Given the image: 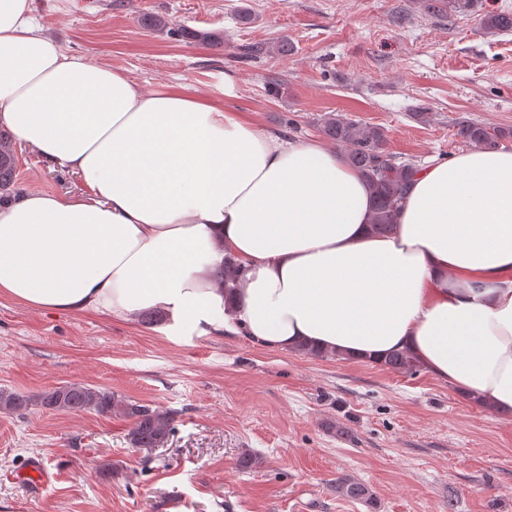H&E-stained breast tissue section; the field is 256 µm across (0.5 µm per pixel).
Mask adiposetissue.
<instances>
[{
	"instance_id": "ef3b65f1",
	"label": "adipose tissue",
	"mask_w": 512,
	"mask_h": 512,
	"mask_svg": "<svg viewBox=\"0 0 512 512\" xmlns=\"http://www.w3.org/2000/svg\"><path fill=\"white\" fill-rule=\"evenodd\" d=\"M0 125L87 187L0 207V296L121 321L160 310L171 339L407 350L512 413V149L420 168L377 235L371 190L337 151L67 55L33 0H0ZM229 255L232 291L215 280Z\"/></svg>"
}]
</instances>
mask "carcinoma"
I'll list each match as a JSON object with an SVG mask.
<instances>
[{
  "instance_id": "obj_1",
  "label": "carcinoma",
  "mask_w": 512,
  "mask_h": 512,
  "mask_svg": "<svg viewBox=\"0 0 512 512\" xmlns=\"http://www.w3.org/2000/svg\"><path fill=\"white\" fill-rule=\"evenodd\" d=\"M429 15H442L449 19L470 11L473 0H420ZM481 24L490 33L512 31V13L499 12L482 17ZM139 25L148 31L167 30L177 41L190 40L214 48L224 44V34L218 31H201L187 27L173 28L161 16L147 13ZM323 134L340 151L347 164L355 168L368 183L374 199V216L371 229L384 235L393 229L398 203L406 193L409 182L418 170L410 160L396 156L386 147L385 130L376 125L363 124L341 114H328L321 119ZM455 136L470 147L495 149L501 139L512 136V131L491 128L473 119L463 118L456 124ZM16 156L13 134L0 127V199L18 192L16 185ZM241 263L228 257L224 269L217 277L224 287L235 288L239 283ZM381 365L402 372L415 370L412 357L405 352L387 356ZM37 404L57 412L93 411L103 416H119L129 422L126 440L133 448H160L168 442L175 430L174 415L114 394L112 391L83 384H66L42 392L37 396L15 391L0 390V414L22 415L29 406ZM336 495L350 501L370 503L372 490L364 483L340 477L334 485Z\"/></svg>"
}]
</instances>
